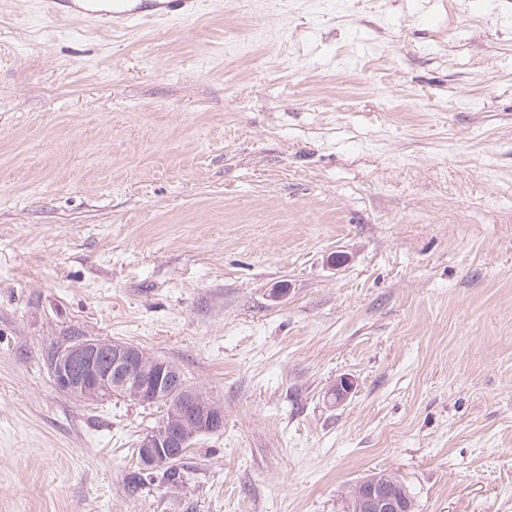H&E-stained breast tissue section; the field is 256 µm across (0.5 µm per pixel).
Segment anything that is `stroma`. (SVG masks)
<instances>
[{
	"label": "stroma",
	"mask_w": 512,
	"mask_h": 512,
	"mask_svg": "<svg viewBox=\"0 0 512 512\" xmlns=\"http://www.w3.org/2000/svg\"><path fill=\"white\" fill-rule=\"evenodd\" d=\"M64 336L223 407L177 484L130 490L163 409L59 391ZM380 471L512 512V0H0V512H348ZM203 0H42L51 16L78 15L96 25L127 29L139 22L163 25L190 21L201 14Z\"/></svg>",
	"instance_id": "35a3bbf8"
}]
</instances>
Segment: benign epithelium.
Masks as SVG:
<instances>
[{"mask_svg": "<svg viewBox=\"0 0 512 512\" xmlns=\"http://www.w3.org/2000/svg\"><path fill=\"white\" fill-rule=\"evenodd\" d=\"M47 361L57 389L71 396H122L138 402L153 393H165L168 378L174 374V368L161 360L154 361L156 369L145 364L135 345L84 336L52 347ZM176 392L169 415L139 444V466L144 473L181 457L193 438L213 433L224 424L219 407L201 391L179 383ZM361 485L362 512H399L395 498L377 480H363Z\"/></svg>", "mask_w": 512, "mask_h": 512, "instance_id": "benign-epithelium-1", "label": "benign epithelium"}]
</instances>
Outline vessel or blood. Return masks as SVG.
<instances>
[{"label":"vessel or blood","mask_w":512,"mask_h":512,"mask_svg":"<svg viewBox=\"0 0 512 512\" xmlns=\"http://www.w3.org/2000/svg\"><path fill=\"white\" fill-rule=\"evenodd\" d=\"M203 0H41L45 14L78 15L96 25L126 29L139 22L163 25L190 21L201 13Z\"/></svg>","instance_id":"b4317fda"}]
</instances>
